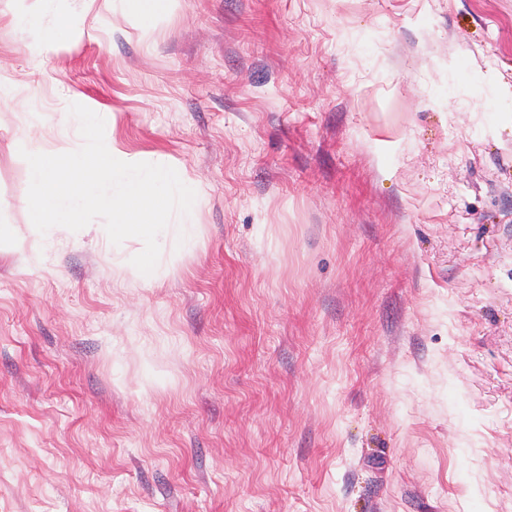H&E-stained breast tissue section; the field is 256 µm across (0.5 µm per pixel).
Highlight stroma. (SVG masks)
Listing matches in <instances>:
<instances>
[{
  "label": "stroma",
  "mask_w": 512,
  "mask_h": 512,
  "mask_svg": "<svg viewBox=\"0 0 512 512\" xmlns=\"http://www.w3.org/2000/svg\"><path fill=\"white\" fill-rule=\"evenodd\" d=\"M65 6L0 0V512H512V0ZM73 103L197 187L151 283L28 222ZM72 20L70 13L66 10L57 9L52 23L43 32L40 43L47 49H52L70 40Z\"/></svg>",
  "instance_id": "stroma-1"
}]
</instances>
